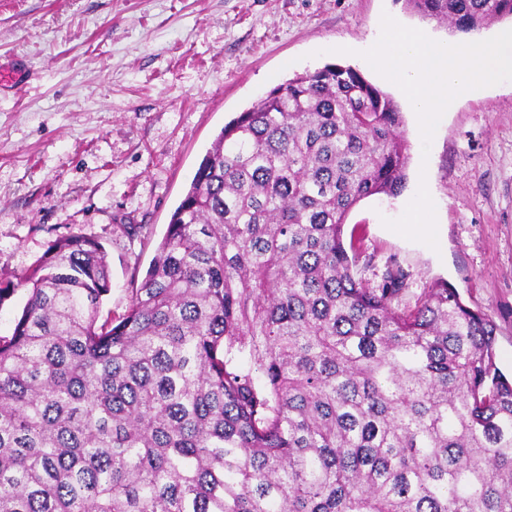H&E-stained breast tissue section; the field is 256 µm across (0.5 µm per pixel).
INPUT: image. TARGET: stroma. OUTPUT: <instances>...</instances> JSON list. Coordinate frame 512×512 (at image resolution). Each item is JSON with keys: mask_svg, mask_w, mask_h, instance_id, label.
<instances>
[{"mask_svg": "<svg viewBox=\"0 0 512 512\" xmlns=\"http://www.w3.org/2000/svg\"><path fill=\"white\" fill-rule=\"evenodd\" d=\"M454 34L405 0H0V281L32 268L57 239L105 247L107 304L125 308L170 216L231 119L294 75L339 63L363 71L396 102L399 88L360 53L382 13ZM398 196L368 198L346 226L372 258L409 275L415 307L443 282L495 322L496 364L512 376V81L460 99L423 151L416 116ZM436 207L438 249L385 228L420 179Z\"/></svg>", "mask_w": 512, "mask_h": 512, "instance_id": "35a3bbf8", "label": "stroma"}]
</instances>
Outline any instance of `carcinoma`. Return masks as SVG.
Instances as JSON below:
<instances>
[{
	"label": "carcinoma",
	"mask_w": 512,
	"mask_h": 512,
	"mask_svg": "<svg viewBox=\"0 0 512 512\" xmlns=\"http://www.w3.org/2000/svg\"><path fill=\"white\" fill-rule=\"evenodd\" d=\"M470 33L512 0H406ZM394 100L327 64L221 129L128 306L102 243L54 241L0 305V512H512L496 324L446 283L371 288L361 201L395 197ZM27 300V290L19 286L14 295L6 300L0 308V336H10L16 318L21 314Z\"/></svg>",
	"instance_id": "cac0c4a2"
}]
</instances>
